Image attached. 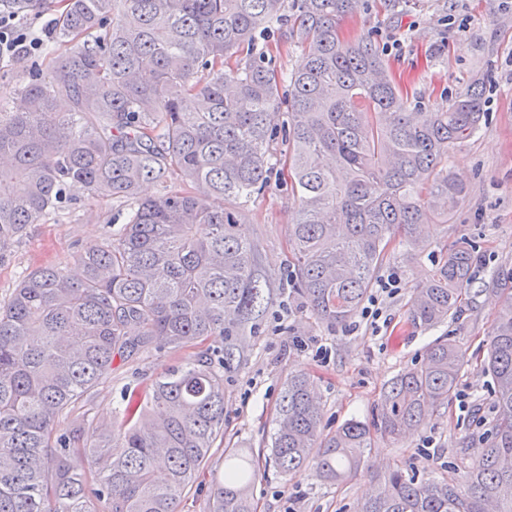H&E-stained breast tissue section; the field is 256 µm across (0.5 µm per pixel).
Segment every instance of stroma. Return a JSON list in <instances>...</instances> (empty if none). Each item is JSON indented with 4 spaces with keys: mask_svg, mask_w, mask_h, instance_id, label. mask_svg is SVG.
<instances>
[{
    "mask_svg": "<svg viewBox=\"0 0 512 512\" xmlns=\"http://www.w3.org/2000/svg\"><path fill=\"white\" fill-rule=\"evenodd\" d=\"M369 33L379 41L390 73L410 97L430 109H445L473 76L483 78L487 118L467 146L448 154V167L467 185L468 196L451 223L429 229L430 244L422 253L410 252L397 240L391 243L390 258L377 277L396 275L398 289L376 321L358 315L347 325L332 326L293 297L277 299L267 309L255 331L243 336V357L224 368V444L214 449L178 512H210L212 474L223 470L228 448L260 458L261 477L253 488L257 512H358L374 480L389 470L400 466L458 480L482 446L492 378L474 360L494 318L486 286L499 270L512 268V7L503 0H407L401 9L388 0H368L364 10L343 21L341 34L354 40ZM62 56L51 45L0 67V100L24 86L32 69L49 71ZM67 195L57 214L30 225L19 246L0 263L1 302L8 300L23 271L49 263L73 267L77 252L99 244L109 224L124 222L126 206L120 200L94 199L72 187ZM293 216L294 202L275 172L269 189L238 210L274 289L292 273L288 226ZM462 241L473 246L477 258L468 304L436 327H412L406 313L413 289L431 274L441 245ZM445 338L462 347L469 363L448 405L426 415L413 435L398 443L373 436L362 469L343 483H328L312 466L295 480L279 472L268 444L289 376L310 377L327 431L352 418L370 425L392 379L420 363L427 348ZM223 346L218 336L195 349L150 345L133 356L115 357L111 380L99 385L83 408L95 421H108L126 388Z\"/></svg>",
    "mask_w": 512,
    "mask_h": 512,
    "instance_id": "stroma-1",
    "label": "stroma"
}]
</instances>
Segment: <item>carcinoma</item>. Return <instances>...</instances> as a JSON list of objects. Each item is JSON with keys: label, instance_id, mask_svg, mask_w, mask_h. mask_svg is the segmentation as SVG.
I'll return each instance as SVG.
<instances>
[{"label": "carcinoma", "instance_id": "obj_1", "mask_svg": "<svg viewBox=\"0 0 512 512\" xmlns=\"http://www.w3.org/2000/svg\"><path fill=\"white\" fill-rule=\"evenodd\" d=\"M366 0H63L53 40L64 58L0 104V262L31 224L59 210L73 184L127 203L125 223L74 261L43 265L0 303V512H176L224 435V375L197 358L165 368L106 423L72 410L112 375L115 356L154 343L191 348L238 338L273 303L257 246L236 207L268 187L287 145L296 212L290 294L315 318L358 312L400 235L447 224L468 195L448 154L486 118L483 80L445 112L408 104L372 35L345 40L340 21ZM300 49L286 73L271 40ZM286 115L282 125L275 124ZM175 170L188 192L148 181ZM234 201L214 209L210 197ZM474 251L442 254L414 289L408 320L426 328L461 311ZM496 316L480 361L494 417L463 478L395 468L362 512H512V270L488 284ZM466 365L441 340L385 388L376 430L405 438L448 403ZM310 380L288 377L272 456L292 479L313 464L330 483L352 477L371 429L351 419L324 433ZM259 466L224 449L210 512H256Z\"/></svg>", "mask_w": 512, "mask_h": 512}]
</instances>
